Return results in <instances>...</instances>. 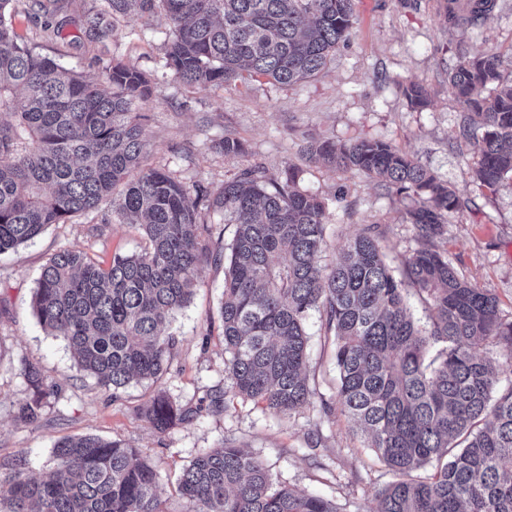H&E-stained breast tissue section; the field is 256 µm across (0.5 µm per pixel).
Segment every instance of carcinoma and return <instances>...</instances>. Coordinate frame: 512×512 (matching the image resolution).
I'll use <instances>...</instances> for the list:
<instances>
[{
	"mask_svg": "<svg viewBox=\"0 0 512 512\" xmlns=\"http://www.w3.org/2000/svg\"><path fill=\"white\" fill-rule=\"evenodd\" d=\"M14 0H0V254L53 224L99 210L141 226L146 246L116 253L107 267L84 252L52 255L37 281L33 308L41 327L73 352L77 369L119 393L166 370L173 336L162 327L193 295L199 268L224 261L220 314L229 384L210 390L206 411L231 398L265 404L277 415L307 408L306 320L321 314L335 337L336 405L368 436L369 447L397 479L377 495L374 512H512V382L495 387L485 355L490 339L512 360V322L495 296L459 277L437 249L457 191L408 154L382 140L336 143L311 139V162L355 170L387 191L412 199L404 222L419 248L405 258L402 278L386 262L371 227L352 237L332 269L328 203L300 186L290 165L270 179L247 168L224 181L208 207L235 225L221 250L212 227L199 222L208 198L169 173L144 168L138 104L152 95L147 75L112 62L100 86L37 52L6 19ZM112 17L164 16L171 37L166 66L188 85H226L246 72L281 85L319 74L351 35L352 0H108ZM497 0H445L448 26L462 38ZM512 55L463 53L448 71L462 109V133L476 156L474 180L492 191L512 177ZM403 95L422 108L426 88L408 81ZM226 156L246 154L224 135ZM430 311L428 325L411 313L406 286ZM21 372L30 393L17 418L41 419L57 394L40 368ZM201 408L153 396L142 416L164 432L193 421ZM46 480L18 469L0 485V512H163L159 475L140 450L98 436L67 437L54 446ZM436 464V472L418 471ZM178 490L189 512H338L330 501L274 486L264 461L230 439L198 454Z\"/></svg>",
	"mask_w": 512,
	"mask_h": 512,
	"instance_id": "obj_1",
	"label": "carcinoma"
}]
</instances>
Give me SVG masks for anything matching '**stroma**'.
Here are the masks:
<instances>
[{
	"label": "stroma",
	"mask_w": 512,
	"mask_h": 512,
	"mask_svg": "<svg viewBox=\"0 0 512 512\" xmlns=\"http://www.w3.org/2000/svg\"><path fill=\"white\" fill-rule=\"evenodd\" d=\"M443 2L353 0L356 24L350 39L317 77L291 86L247 75L226 86L183 84L166 66L169 31L162 16L114 19L102 40L86 28L85 14L107 11V0H55L45 12L26 11L18 0L12 25L42 54L97 82H106L115 59L150 76L153 95L141 105L147 116L143 167L165 169L185 185L200 184L216 194L226 179L248 166L262 164L274 177L286 165H301L302 187L330 202L327 248L320 258L328 267L346 241L368 224L377 225L390 263L401 267L418 247L411 225L403 221L409 201L380 191L361 174L324 162L302 163L301 140L380 139L407 152L455 187L464 202L449 215L437 248L466 280L497 297L503 319L510 322L512 178L492 192L474 182L476 157L460 135V108L448 85L459 38L444 20ZM469 48L512 53V0H497L495 11L473 31ZM409 80L427 88V106L408 103L399 85ZM228 133L246 141V155L229 157L217 150ZM340 188L346 198L337 203L333 197ZM144 245L138 226L122 223L107 200L98 212L52 225L16 251L0 254V480L21 457L30 475H49L54 444L63 437L121 439L157 467L164 512H188L177 490L178 476L199 453L230 438L264 459L275 483L319 494L339 512H372L378 492L394 475L333 405L335 340L325 334L319 312H311L305 324L307 376L315 395L304 411L278 416L237 398L222 413L164 433L142 418L141 409L156 393L194 405L224 385L222 264L199 269L190 303L165 327V335L177 337L178 344L158 381L130 384L115 398L77 372L64 342L47 335L32 311L42 266L62 249L84 251L105 266L113 254L135 253ZM24 359L39 365L47 382L59 388L58 398L48 401L35 425L20 422L15 414L16 400L28 393L20 371ZM327 402L332 405L328 412L323 409ZM316 432L323 444L315 462L308 440Z\"/></svg>",
	"instance_id": "stroma-1"
}]
</instances>
